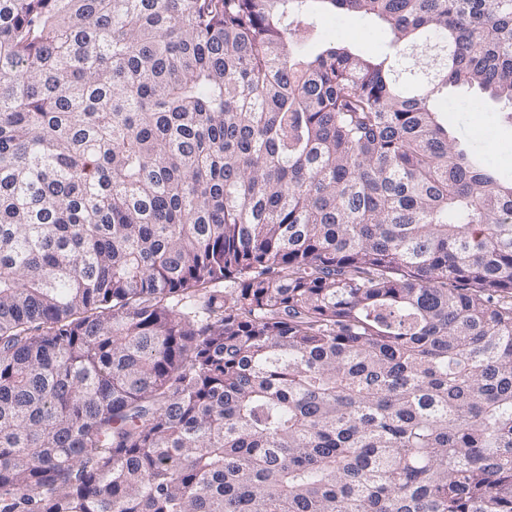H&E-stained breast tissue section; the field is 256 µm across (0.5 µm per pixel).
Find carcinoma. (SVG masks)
Returning a JSON list of instances; mask_svg holds the SVG:
<instances>
[{
    "label": "carcinoma",
    "mask_w": 512,
    "mask_h": 512,
    "mask_svg": "<svg viewBox=\"0 0 512 512\" xmlns=\"http://www.w3.org/2000/svg\"><path fill=\"white\" fill-rule=\"evenodd\" d=\"M462 87L512 126V0H0V512H512ZM334 23H336V29L332 28ZM320 27L327 41L354 43L361 52L366 54L375 53L381 39L371 35L373 31L379 30L381 27L379 24L353 15L327 16Z\"/></svg>",
    "instance_id": "obj_1"
}]
</instances>
